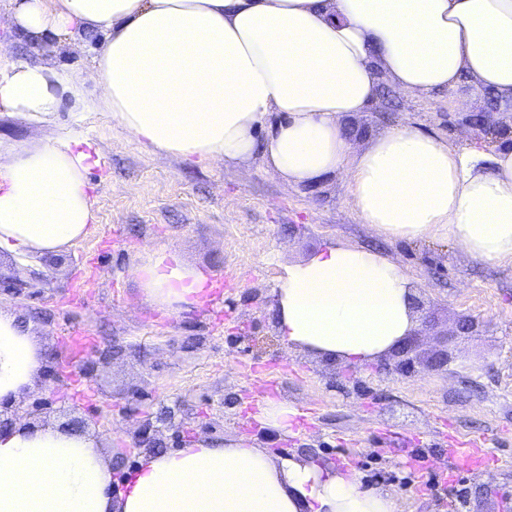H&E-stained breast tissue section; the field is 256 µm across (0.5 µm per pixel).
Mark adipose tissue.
I'll list each match as a JSON object with an SVG mask.
<instances>
[{"instance_id": "ef3b65f1", "label": "adipose tissue", "mask_w": 512, "mask_h": 512, "mask_svg": "<svg viewBox=\"0 0 512 512\" xmlns=\"http://www.w3.org/2000/svg\"><path fill=\"white\" fill-rule=\"evenodd\" d=\"M7 24L37 49L99 34V92L35 59L0 62V108L46 123L64 102L103 109L145 148L209 164L261 157L291 185L340 174L361 223L386 240L450 242L512 263V144L449 145L401 125L356 147L347 119L388 77L432 95L473 80L512 100V0H11ZM79 130L0 146V254L61 252L97 221L98 161ZM146 298L177 312L206 282L167 249L130 268ZM415 289L381 251L345 242L282 264L277 329L289 344L361 366L417 326ZM44 365L30 325L0 309V403L33 388ZM112 493L97 440L59 426L0 434V512H397L393 492L341 471L239 441L199 439L143 456Z\"/></svg>"}]
</instances>
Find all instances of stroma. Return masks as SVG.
<instances>
[{"label": "stroma", "mask_w": 512, "mask_h": 512, "mask_svg": "<svg viewBox=\"0 0 512 512\" xmlns=\"http://www.w3.org/2000/svg\"><path fill=\"white\" fill-rule=\"evenodd\" d=\"M96 41H72L34 52L22 35L0 29V58L36 57L65 68L95 91ZM376 105L350 120L360 143L408 124L453 146L512 142V106L471 81L430 97L397 93L380 80ZM490 113V125L472 124ZM53 126L87 131L100 158L89 179L97 224L56 256H10L0 273L41 284L27 297L0 289V309L24 317L45 353L70 348L84 331L89 349L73 357V374H43L19 404L42 402L38 424L108 413L90 425L109 460H138L132 433L148 420L168 447L207 437L247 438L274 454L316 450L321 463L360 469L369 485L396 495L399 512H503L512 496V264L470 259L453 244L390 242L360 223L340 176L289 185L261 158L248 168L205 165L145 150L113 129L110 113L63 105ZM347 242L383 250L415 283L418 327L410 337L415 368L395 355L361 366L330 361L288 345L275 327L273 291L279 266L325 245ZM176 253L223 284L221 303L169 313L145 302L129 275L141 249ZM474 330L455 334L460 317ZM112 349L94 361L97 349ZM447 373L429 370L441 352ZM93 372H86V364ZM285 400L297 423L283 433L255 418L259 403ZM483 437L495 467L461 474L447 492L431 493L414 474L413 449L445 465L448 437Z\"/></svg>", "instance_id": "1"}]
</instances>
